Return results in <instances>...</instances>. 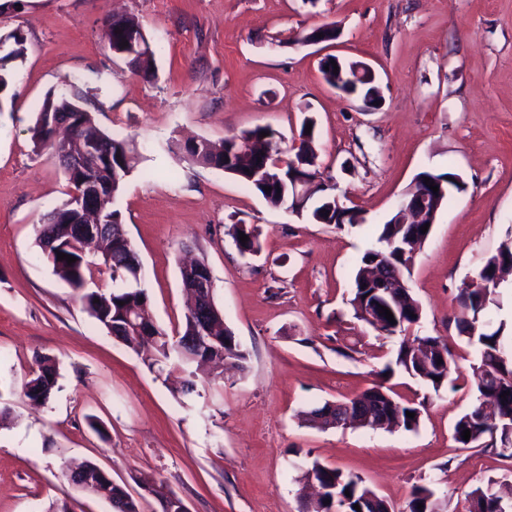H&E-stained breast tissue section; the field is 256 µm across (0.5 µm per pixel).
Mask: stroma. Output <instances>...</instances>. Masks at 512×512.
Wrapping results in <instances>:
<instances>
[{
  "mask_svg": "<svg viewBox=\"0 0 512 512\" xmlns=\"http://www.w3.org/2000/svg\"><path fill=\"white\" fill-rule=\"evenodd\" d=\"M134 18L155 52L154 80L112 53L106 25ZM335 24L336 40L297 33ZM21 31L0 107V512H111L64 476L90 460L160 512L133 478L148 474L188 512H298L297 476L312 461L361 477L395 512L430 486L447 512H465L488 479H512V459L457 448L452 429L476 402V351L460 335L457 300L512 230V0H21L0 12V36ZM335 55L374 71L383 104L329 86ZM79 100L97 125L134 139L140 164L115 202L142 263L155 323L183 330L180 261L204 258L224 322L249 358L223 385L200 381L182 404L143 357L94 322L35 245L41 214L66 200L63 169L35 150L30 129L47 94ZM315 121L320 170L359 209L337 229L270 208L222 170L188 161V139L267 126L298 140ZM423 170L464 183L438 212L409 284L423 314L411 328L439 336L455 387L433 391L385 376L398 337L377 335L349 305L354 269ZM258 227L261 249L241 257L233 225ZM58 366V387L21 397L36 356ZM425 401L416 431L304 424L300 411L375 384ZM105 432L96 434L91 421Z\"/></svg>",
  "mask_w": 512,
  "mask_h": 512,
  "instance_id": "stroma-1",
  "label": "stroma"
}]
</instances>
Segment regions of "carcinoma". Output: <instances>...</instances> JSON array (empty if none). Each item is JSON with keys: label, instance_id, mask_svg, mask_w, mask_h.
<instances>
[{"label": "carcinoma", "instance_id": "carcinoma-1", "mask_svg": "<svg viewBox=\"0 0 512 512\" xmlns=\"http://www.w3.org/2000/svg\"><path fill=\"white\" fill-rule=\"evenodd\" d=\"M7 40L11 41L9 51L0 56V106L7 100L6 91L11 83L12 70L9 63L23 58L26 53V38L21 32L9 34ZM142 40L143 49L138 53V57L129 60V64L148 74L153 71L154 52L147 37H142ZM333 61L339 68L337 72L331 66ZM359 65V61H345L328 56L321 61L320 70L327 84L348 95L362 96L368 107L376 109V102L381 100V96L375 85V74H366L356 80L348 79L352 68ZM66 102L68 99L55 98L51 94L43 100L35 125L31 128L35 148L56 154L53 129L56 114L51 112V106L54 103ZM262 132L267 133V136H260ZM92 140L112 146L111 160L104 163L100 169L90 170L87 177L108 184L99 201V210L103 222L112 225V232L115 233L123 229L120 211L115 208V200L125 178L138 166L139 153L132 142L115 139L100 129L93 113L85 109L78 113L71 147L78 151ZM299 142V147L289 148L291 156L283 159V150L277 133L268 127L257 126L233 133L224 138L219 145L191 143L185 145L182 151L190 162L221 169L252 187L269 206L285 209L288 204V181L278 182L272 186V190L266 191L263 177L255 175L251 169L259 164L266 168L268 175L275 177L280 173L287 175L299 166L303 173L313 178H322L314 134L300 132ZM259 145L264 149L262 155L253 152ZM320 191L322 195L314 203L307 204L303 210L308 220L317 224H336L341 229L343 225L338 223V218L348 213V226L356 227L364 223L358 209L346 205L337 208L334 187L323 184ZM81 221L82 217L73 215L59 206L44 213L39 221L36 238L40 255L51 266L53 274L77 292L82 308L108 333L117 336L134 352L142 347L151 348L153 358L148 363L149 369L160 370L166 364L174 365L185 373L178 393L189 400L200 396L195 376L189 370L193 363V351L188 346L173 340L166 329L155 324L148 316L135 318L140 331H126L128 312L135 308H145L149 302L147 289L140 286L129 288L123 279L125 264L140 265V259L129 239L112 240L111 258H101V263L110 271L115 286L108 290L86 288L87 284L94 281L99 268L97 263L87 259L84 238L69 231L71 224H79ZM241 232L248 236L245 243L240 242ZM429 236L430 233L421 232L419 225L396 224L392 218L379 225L377 246L363 253L354 271L350 305L356 318L364 321L379 334L402 336L396 351L395 366L425 387L437 392L452 383L450 353L447 345L437 336H407L409 328L419 323L422 318L421 304L412 289L403 291L400 301L391 302V314L396 320L394 324L384 317L373 321L361 314L363 308L382 301L381 294L366 286V269L381 258L386 262V266L400 274L403 282H408L415 259ZM231 237L233 246L242 255L260 251L259 234L251 225H233ZM59 252L75 257L76 261L69 264L65 260L57 259ZM509 273H512L511 232L477 272L476 279L483 282V285L473 288L471 284L465 282L460 288L458 300L465 316L458 319V328L460 334L478 350V361L474 371L478 373L479 383L476 386L478 404L456 420L453 440L462 448H498L500 455L512 458V449H504L505 445L512 442V335H507V322L501 321L496 325L491 318L492 309L499 307L497 288L503 276ZM213 324L217 327L218 341L213 343L214 349L210 353L203 352L201 357H217L242 370L245 369L248 354L241 348L234 332L224 328L222 317H213ZM37 365L38 372L25 383L23 394L33 402H45L57 387L58 369L56 362L49 357L38 358ZM505 391L510 392V395L503 398L501 394ZM380 392L385 393L395 407L398 429L407 432L417 430L425 407L423 400L418 403L403 402L396 398L391 389L381 384L354 395L353 400L362 402ZM488 401L492 402L497 410V418L492 423L484 420L482 416V405ZM408 411L415 414V417H407ZM465 429L470 430V439L467 441L462 437ZM76 474L78 477L71 478L73 484L106 500L113 512H124L119 505L126 499V490L112 485L99 470L98 464L87 462L80 466ZM312 479L318 481L323 489V494L313 506L312 512H357L354 505L361 504L364 496L371 492L361 477L346 474L338 468L323 465L318 461L312 462L311 466L302 471L297 482L303 484ZM490 485L494 489L493 503L496 512H512V481L506 478L489 479L485 484L475 488L469 495L467 512H485L486 488ZM347 491L350 492L348 496L345 495ZM432 495L433 490L429 486H415L408 504L409 512H430L431 504L428 503V499ZM420 503L423 504L421 508L418 507Z\"/></svg>", "mask_w": 512, "mask_h": 512}]
</instances>
